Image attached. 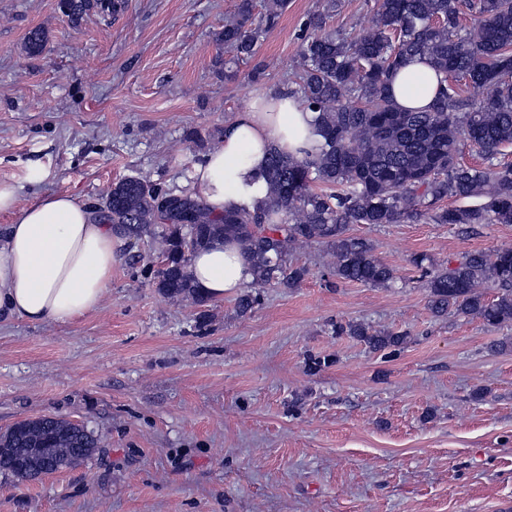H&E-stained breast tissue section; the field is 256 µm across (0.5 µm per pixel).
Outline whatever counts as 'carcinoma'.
<instances>
[{"instance_id": "obj_1", "label": "carcinoma", "mask_w": 512, "mask_h": 512, "mask_svg": "<svg viewBox=\"0 0 512 512\" xmlns=\"http://www.w3.org/2000/svg\"><path fill=\"white\" fill-rule=\"evenodd\" d=\"M288 0H266L265 27L254 26L252 0H240L224 19V48L233 65L252 58L262 31L272 29ZM113 0H61L77 21L93 9H116ZM477 22L461 29V15ZM295 71L300 99L316 113L321 140L301 157L269 152V192L254 211L212 216L189 194L126 178L112 187L102 219L140 237L165 224L157 288L172 298L195 293L186 240L195 248L216 237L237 241L251 265L256 290L295 288L307 269L290 255L302 244H322L333 258L331 273L343 282L388 287L396 270L377 259L370 244L350 234L352 224H398L429 218L470 228L512 224V166L478 168L459 160L460 141L488 160L512 147V0H374L373 24L350 35H303ZM418 58L436 72L437 90L421 111L396 107L391 85ZM482 91L471 100L463 88ZM478 199L474 206H440L448 199ZM496 290L494 298L485 289ZM428 306L437 316L478 318L487 326L512 323V248L468 253L453 269L431 276ZM336 335L364 342L387 357L408 336L339 323ZM1 448H52L50 465L98 448L94 432L64 418L38 417L0 433Z\"/></svg>"}]
</instances>
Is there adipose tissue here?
<instances>
[{"label":"adipose tissue","mask_w":512,"mask_h":512,"mask_svg":"<svg viewBox=\"0 0 512 512\" xmlns=\"http://www.w3.org/2000/svg\"><path fill=\"white\" fill-rule=\"evenodd\" d=\"M436 84L430 66L409 63L394 80L393 99L403 110L426 108ZM318 140L315 114L296 96L257 95L226 125L221 145L194 167L192 194L217 216L254 210L268 195L270 148L298 155ZM0 214L12 218L0 231V318L70 323L100 307L126 242L119 226L72 194L21 205L19 187L6 182H0ZM189 270L199 294L211 301L253 279L239 244L221 239L194 253Z\"/></svg>","instance_id":"adipose-tissue-1"}]
</instances>
